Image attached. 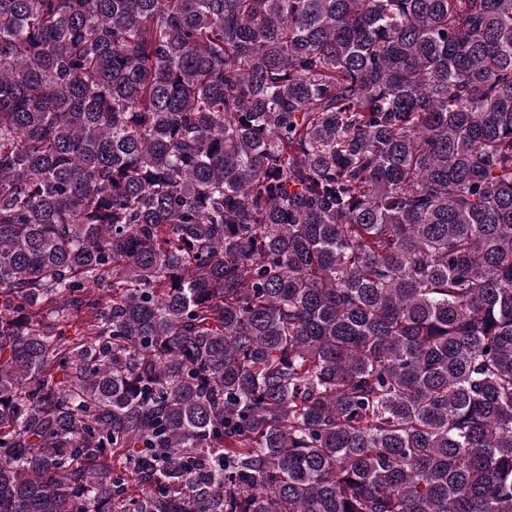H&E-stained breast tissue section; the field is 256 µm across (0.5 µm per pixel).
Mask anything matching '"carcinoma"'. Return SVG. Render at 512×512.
I'll return each instance as SVG.
<instances>
[{
    "mask_svg": "<svg viewBox=\"0 0 512 512\" xmlns=\"http://www.w3.org/2000/svg\"><path fill=\"white\" fill-rule=\"evenodd\" d=\"M0 512H512V0H0Z\"/></svg>",
    "mask_w": 512,
    "mask_h": 512,
    "instance_id": "carcinoma-1",
    "label": "carcinoma"
}]
</instances>
